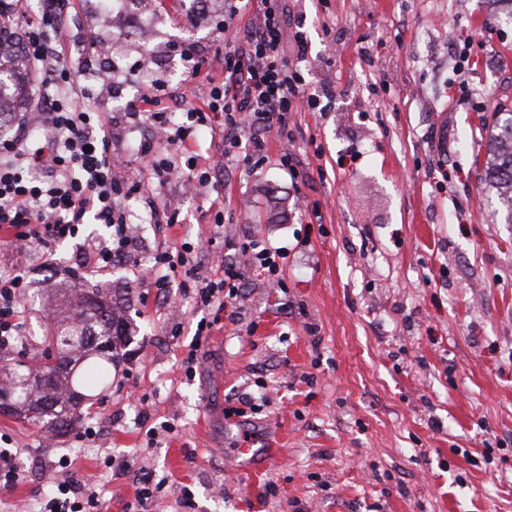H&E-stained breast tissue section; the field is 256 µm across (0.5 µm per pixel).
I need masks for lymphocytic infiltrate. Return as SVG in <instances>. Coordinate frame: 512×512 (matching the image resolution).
<instances>
[{
	"label": "lymphocytic infiltrate",
	"mask_w": 512,
	"mask_h": 512,
	"mask_svg": "<svg viewBox=\"0 0 512 512\" xmlns=\"http://www.w3.org/2000/svg\"><path fill=\"white\" fill-rule=\"evenodd\" d=\"M253 0H224V25L233 35L224 41V64L218 73H201L208 91L188 118L204 122L208 113L224 115V152L244 149L243 164L263 157L265 135H287L292 112L298 111L301 86L298 64L287 54V43L303 46L301 32H289L282 0H254V18L242 29L233 21ZM69 14L67 0H45L37 15H29L27 0H0V31L24 30V60L44 74L47 87L34 116L24 117L14 132L0 140V229L11 244L47 250L77 237L83 224L105 226V235L93 238L81 263L84 274L111 269L129 260L137 250V236L124 211L125 199L136 184L118 176L112 167L111 140L101 130L97 113L86 111L73 87L70 72L61 67ZM40 121L44 138H32L30 127ZM251 130L243 139V130ZM196 247L163 251L154 262L161 271L152 285L165 290V270L183 269L191 276L196 304L204 310L223 312L240 297L243 274L235 265L221 276L196 274ZM27 286L20 273L0 274V350L24 340L21 296ZM52 494L46 512H95L99 505L93 482L51 477Z\"/></svg>",
	"instance_id": "1"
}]
</instances>
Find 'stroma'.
I'll return each instance as SVG.
<instances>
[{"mask_svg": "<svg viewBox=\"0 0 512 512\" xmlns=\"http://www.w3.org/2000/svg\"><path fill=\"white\" fill-rule=\"evenodd\" d=\"M485 0H288L308 51L288 140L269 135L251 171L222 150L220 119L187 125L208 88L189 62L224 47V0H142L113 26L100 0H71V43L61 63L93 91L89 105L112 133L115 165L179 216L142 227V255L212 241L198 256L243 267V292L198 350L203 312L183 270L168 293L122 265L80 279L86 236L46 260L0 234V270L24 271L21 305L35 342L65 291L97 288L129 322L103 401L49 431L0 415L24 479L0 489V512H43L45 472L67 461L95 474L101 512H125L138 470L165 479L147 512H512V224L485 185L497 113H512V25L486 24ZM153 111L186 126V142L212 183L183 194L158 186L136 158L148 115L125 107L141 90ZM293 153L297 175L279 167ZM224 198V222L209 206ZM287 254L281 283L247 267L239 240ZM197 358L194 380L181 362ZM255 411L238 415L243 403ZM99 434L86 439V423ZM174 430L148 444L145 431ZM282 436L259 470L238 466L240 444Z\"/></svg>", "mask_w": 512, "mask_h": 512, "instance_id": "1", "label": "stroma"}]
</instances>
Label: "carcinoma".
<instances>
[{
    "label": "carcinoma",
    "mask_w": 512,
    "mask_h": 512,
    "mask_svg": "<svg viewBox=\"0 0 512 512\" xmlns=\"http://www.w3.org/2000/svg\"><path fill=\"white\" fill-rule=\"evenodd\" d=\"M19 52L17 42L12 52L0 51V101L12 95L14 57ZM491 147L497 163L486 183L512 216V113L496 125ZM72 292L80 313L43 337L45 349L33 353L32 365L0 366V372L12 371L7 384L0 383V414L67 427L74 421L75 406L109 384L116 349L114 309L96 288Z\"/></svg>",
    "instance_id": "carcinoma-1"
}]
</instances>
